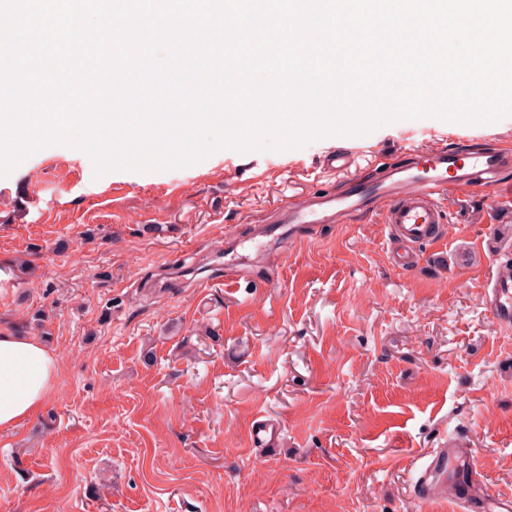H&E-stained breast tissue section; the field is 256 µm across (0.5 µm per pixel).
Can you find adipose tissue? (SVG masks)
<instances>
[{
	"instance_id": "adipose-tissue-1",
	"label": "adipose tissue",
	"mask_w": 512,
	"mask_h": 512,
	"mask_svg": "<svg viewBox=\"0 0 512 512\" xmlns=\"http://www.w3.org/2000/svg\"><path fill=\"white\" fill-rule=\"evenodd\" d=\"M58 372L54 352L36 338L0 334V433L16 430L42 407Z\"/></svg>"
}]
</instances>
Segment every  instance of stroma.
I'll use <instances>...</instances> for the list:
<instances>
[{
	"mask_svg": "<svg viewBox=\"0 0 512 512\" xmlns=\"http://www.w3.org/2000/svg\"><path fill=\"white\" fill-rule=\"evenodd\" d=\"M512 140V116L401 119L302 148L222 149L192 166L94 177L48 145L0 177V333L31 327L57 356L44 406L0 434V512H455L408 488L410 460L449 438L512 494V330L480 292L491 195H450L447 262L392 266L380 214L318 224L270 259L266 282L227 285L224 241L254 256L281 201L340 188L321 164L360 148L355 174L423 150ZM281 427L253 447L259 418Z\"/></svg>",
	"mask_w": 512,
	"mask_h": 512,
	"instance_id": "stroma-1",
	"label": "stroma"
}]
</instances>
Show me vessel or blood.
Returning <instances> with one entry per match:
<instances>
[{"mask_svg": "<svg viewBox=\"0 0 512 512\" xmlns=\"http://www.w3.org/2000/svg\"><path fill=\"white\" fill-rule=\"evenodd\" d=\"M402 155L399 162L381 160L375 180L352 178L341 193L316 192L303 203H283L268 224L260 226L259 236L273 241L293 239L307 225L338 224L379 209L389 239L401 244L400 250L390 255L392 265L411 271L420 264L422 247L438 243L444 235L449 221L445 206L449 191L500 187L506 175L512 173V144L507 142L468 151H424L408 146ZM357 157L356 151L339 148L326 155L324 167L332 173L344 172L355 166ZM509 245L512 224L494 225L487 251L495 269L481 294L483 303L504 329L512 328V262L501 257L502 248ZM236 250L235 241H226L224 281L228 284L240 283L247 277L246 269L235 258ZM278 435L276 421L262 419L252 426L251 439L256 447H272ZM467 454L465 445L448 440L415 458L411 466L412 497L459 505L464 512H512V496L499 494L483 480L496 467L495 457L476 461L473 472L449 477L450 461Z\"/></svg>", "mask_w": 512, "mask_h": 512, "instance_id": "vessel-or-blood-1", "label": "vessel or blood"}]
</instances>
